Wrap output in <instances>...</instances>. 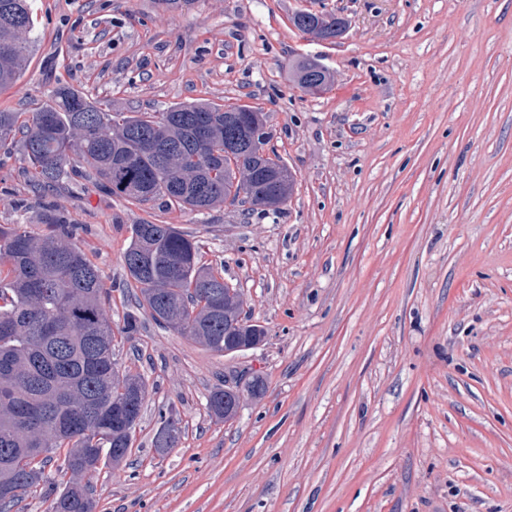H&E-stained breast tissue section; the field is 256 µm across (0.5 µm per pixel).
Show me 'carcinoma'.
<instances>
[{"label": "carcinoma", "instance_id": "carcinoma-1", "mask_svg": "<svg viewBox=\"0 0 512 512\" xmlns=\"http://www.w3.org/2000/svg\"><path fill=\"white\" fill-rule=\"evenodd\" d=\"M302 33L336 38L345 21L304 10L291 17ZM31 0H0V89L23 75L32 49ZM306 89L324 88L329 76L314 58L293 66ZM51 105L35 112L0 111V147L18 143L35 186L56 187L80 172L105 193L136 203L158 199L204 211L237 199L252 207L287 202L295 179L277 157L264 158L251 131L267 125L266 114L248 106L178 103L165 112H107L74 86L60 83ZM236 141L231 157L200 153L188 158L195 136ZM49 229L33 236L20 226H0V512H10L30 491L51 501L50 512H94V500L79 478L125 458L141 409L121 411L120 388L131 378L112 359L114 334L105 287L96 267L73 242L74 225L56 213ZM139 290V309L160 327L188 336L214 352L232 355L258 347L265 329L243 315V293L201 262L197 242L171 224L133 225L124 254ZM240 395L213 392L209 406L233 418ZM164 428L173 448L178 420ZM75 481L63 490L46 467ZM17 492L6 496L3 488Z\"/></svg>", "mask_w": 512, "mask_h": 512}]
</instances>
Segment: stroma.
Returning <instances> with one entry per match:
<instances>
[{
  "instance_id": "35a3bbf8",
  "label": "stroma",
  "mask_w": 512,
  "mask_h": 512,
  "mask_svg": "<svg viewBox=\"0 0 512 512\" xmlns=\"http://www.w3.org/2000/svg\"><path fill=\"white\" fill-rule=\"evenodd\" d=\"M302 9L347 21L323 40ZM25 75L0 111L57 82L112 112L205 100L265 112L295 176L278 211L191 212L72 176L37 193L0 149V225L53 210L112 290L120 372L146 400L128 457L90 476L94 512H512V0H34ZM320 59L331 81L300 88ZM171 224L223 266L267 337L222 355L144 320L132 225ZM260 377L234 418L210 394ZM176 412L175 448L155 446ZM292 70L294 81L304 89H307L314 79L319 85L316 91L322 90L329 79L325 68L314 58H302L298 60Z\"/></svg>"
}]
</instances>
